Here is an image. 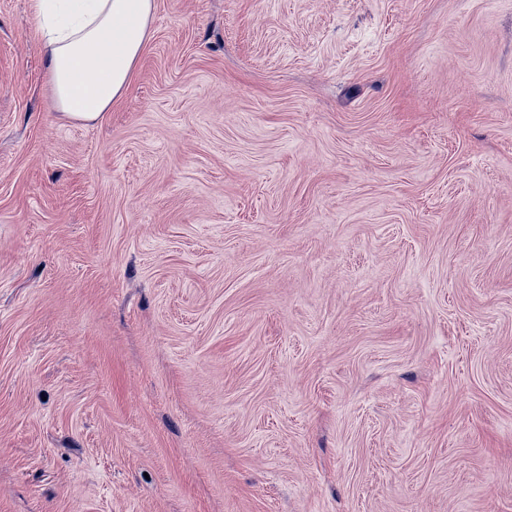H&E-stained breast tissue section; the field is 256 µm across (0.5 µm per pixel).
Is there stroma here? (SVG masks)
Instances as JSON below:
<instances>
[{"label":"stroma","mask_w":512,"mask_h":512,"mask_svg":"<svg viewBox=\"0 0 512 512\" xmlns=\"http://www.w3.org/2000/svg\"><path fill=\"white\" fill-rule=\"evenodd\" d=\"M97 121L0 0V512H512V0H156Z\"/></svg>","instance_id":"stroma-1"}]
</instances>
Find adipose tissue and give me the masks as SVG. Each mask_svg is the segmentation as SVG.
Returning <instances> with one entry per match:
<instances>
[{"mask_svg":"<svg viewBox=\"0 0 512 512\" xmlns=\"http://www.w3.org/2000/svg\"><path fill=\"white\" fill-rule=\"evenodd\" d=\"M53 110L97 121L153 38L155 0H31Z\"/></svg>","mask_w":512,"mask_h":512,"instance_id":"adipose-tissue-1","label":"adipose tissue"}]
</instances>
